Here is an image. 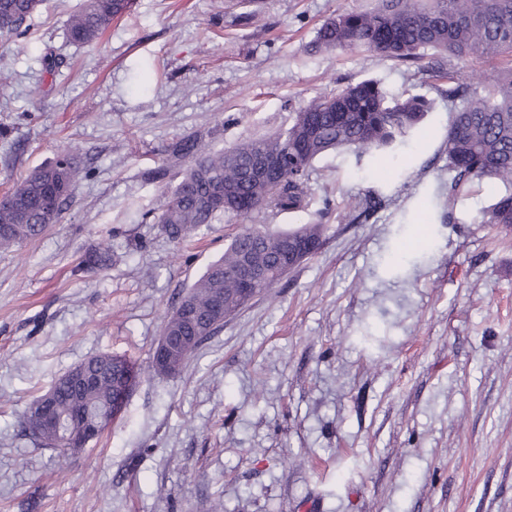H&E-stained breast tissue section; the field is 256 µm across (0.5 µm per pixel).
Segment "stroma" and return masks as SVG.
Here are the masks:
<instances>
[{
	"label": "stroma",
	"instance_id": "stroma-1",
	"mask_svg": "<svg viewBox=\"0 0 512 512\" xmlns=\"http://www.w3.org/2000/svg\"><path fill=\"white\" fill-rule=\"evenodd\" d=\"M83 3L46 0L25 52L0 39V196L62 155L87 173L57 224L0 250V512H512V229L477 223L488 184L448 200L460 101L434 72L461 61L315 49L326 20L379 0H132L75 44ZM369 79L430 100L423 133L385 177L349 150L318 159L306 210L257 218L325 225L318 252L156 375L164 320L243 228L221 215L179 244L160 232L188 164L173 146L282 131ZM105 240L111 266L81 269ZM101 352L140 381L59 466L21 420Z\"/></svg>",
	"mask_w": 512,
	"mask_h": 512
}]
</instances>
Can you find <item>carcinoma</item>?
<instances>
[{
  "mask_svg": "<svg viewBox=\"0 0 512 512\" xmlns=\"http://www.w3.org/2000/svg\"><path fill=\"white\" fill-rule=\"evenodd\" d=\"M43 0H0V36L13 39L23 51L26 30L21 23ZM130 0H85L68 20V36L77 44L100 38L123 16ZM318 47L325 51L356 49L415 59L431 49L462 60L496 61L498 70L482 77L484 91L467 94L462 78L448 74V97L464 98L448 125V207L474 183H500L504 193L482 210L479 224L512 228V0H390L373 11H345L319 29ZM431 103L422 96L387 95L379 83L347 84L336 92L308 101L292 117L288 128L253 138L225 151H214L199 140H188L179 151L190 165L178 184L162 195L156 223L172 241L179 242L226 213L210 204L222 191L248 198L253 207L233 214L248 218L254 212L303 211L307 208L308 179L313 162L329 150L351 149L376 158L396 142L420 130ZM256 152L285 157L280 176L251 181L243 169ZM86 172L66 156L31 170L8 197L0 200V249L21 246L59 222L73 187ZM322 224H302L288 231L247 227L224 248L181 297L165 320L161 334L193 338L196 350L224 327V318L248 305L239 296L235 279L243 253H253L275 268L286 249L307 240L322 241ZM224 297V315L212 312L215 297ZM188 356L179 348L168 352L158 374L178 372ZM129 376L137 385L140 372L129 358L100 353L75 365L28 408L23 423L41 446L59 451L61 462L77 452L66 440L70 417L84 416L105 429L121 410L114 406L117 382ZM89 376L94 382L80 386Z\"/></svg>",
  "mask_w": 512,
  "mask_h": 512,
  "instance_id": "1",
  "label": "carcinoma"
}]
</instances>
